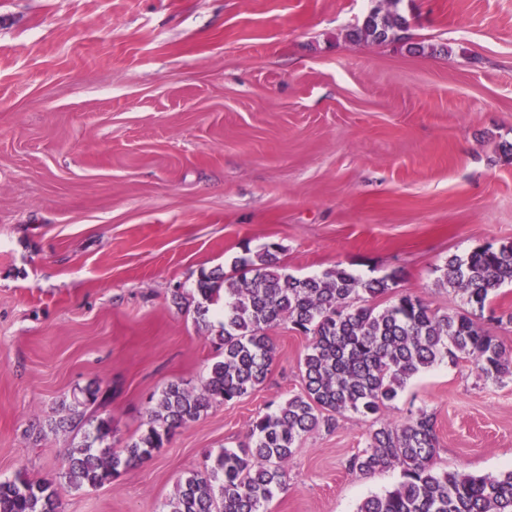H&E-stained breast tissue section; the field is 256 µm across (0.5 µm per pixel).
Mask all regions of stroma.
I'll return each mask as SVG.
<instances>
[{
  "label": "stroma",
  "instance_id": "obj_1",
  "mask_svg": "<svg viewBox=\"0 0 512 512\" xmlns=\"http://www.w3.org/2000/svg\"><path fill=\"white\" fill-rule=\"evenodd\" d=\"M376 0H0V481H55L61 512H162L207 453L302 387L309 340L272 330L267 381L213 405L112 484L60 475L74 394L112 396L114 447L152 396L201 388L219 323L201 270L280 247L286 271L394 273L431 308L449 257L512 241V0H401L399 42L347 34ZM415 43L437 54L412 52ZM436 418L440 470L512 469V375L420 373L384 412ZM367 423L312 431L268 512H357L396 469L349 459Z\"/></svg>",
  "mask_w": 512,
  "mask_h": 512
}]
</instances>
